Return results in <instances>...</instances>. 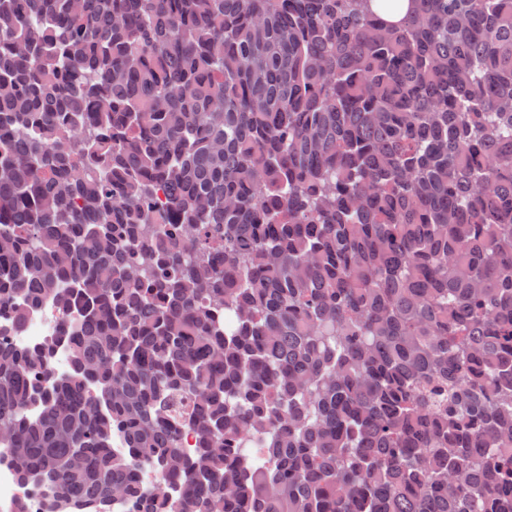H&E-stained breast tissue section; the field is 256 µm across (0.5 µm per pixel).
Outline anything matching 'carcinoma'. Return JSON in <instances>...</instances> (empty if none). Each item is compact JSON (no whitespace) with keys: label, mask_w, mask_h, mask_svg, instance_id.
Instances as JSON below:
<instances>
[{"label":"carcinoma","mask_w":512,"mask_h":512,"mask_svg":"<svg viewBox=\"0 0 512 512\" xmlns=\"http://www.w3.org/2000/svg\"><path fill=\"white\" fill-rule=\"evenodd\" d=\"M374 2L0 0L43 512H512V0ZM60 315L51 306L45 305L34 316L32 325L20 336H13V341L22 346H34L41 343L45 335L40 333V326L46 323H56Z\"/></svg>","instance_id":"cac0c4a2"}]
</instances>
